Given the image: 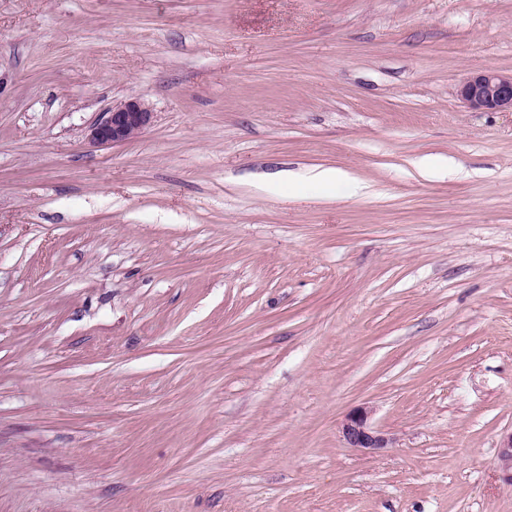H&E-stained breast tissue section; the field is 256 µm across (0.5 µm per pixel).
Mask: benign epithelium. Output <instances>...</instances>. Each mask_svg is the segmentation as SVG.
<instances>
[{"label":"benign epithelium","mask_w":512,"mask_h":512,"mask_svg":"<svg viewBox=\"0 0 512 512\" xmlns=\"http://www.w3.org/2000/svg\"><path fill=\"white\" fill-rule=\"evenodd\" d=\"M457 94L472 110H512V73L480 71L461 79ZM154 113L139 98L132 97L112 107L105 116L89 127L88 139L98 146L126 143L143 133L153 121ZM345 442L365 453H376L387 447L389 438L369 422V411L358 408L342 425ZM498 466L512 484V434L499 448Z\"/></svg>","instance_id":"benign-epithelium-1"}]
</instances>
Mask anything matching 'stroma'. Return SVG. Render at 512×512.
Wrapping results in <instances>:
<instances>
[{"label": "stroma", "mask_w": 512, "mask_h": 512, "mask_svg": "<svg viewBox=\"0 0 512 512\" xmlns=\"http://www.w3.org/2000/svg\"><path fill=\"white\" fill-rule=\"evenodd\" d=\"M485 70L512 0H0V512H512ZM457 94L472 110L512 111V73L480 71L461 79ZM154 114L139 98L132 97L112 106V110L89 127L88 139L98 146L126 143L143 133L153 121ZM304 180L320 186H336L338 184H347L350 190L355 192L360 188L358 182L354 181L350 175L336 168H321L309 171ZM369 413L364 407L350 413L342 425V435L350 448L373 454L387 448L389 438L370 424Z\"/></svg>", "instance_id": "obj_1"}]
</instances>
